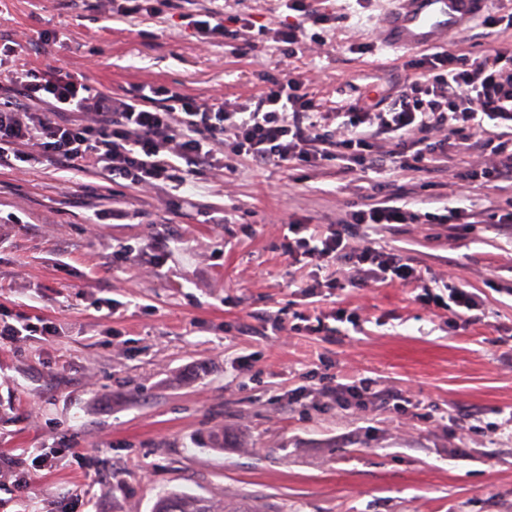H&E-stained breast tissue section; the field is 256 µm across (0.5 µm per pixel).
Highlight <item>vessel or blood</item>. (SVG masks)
I'll use <instances>...</instances> for the list:
<instances>
[{"label": "vessel or blood", "instance_id": "1", "mask_svg": "<svg viewBox=\"0 0 512 512\" xmlns=\"http://www.w3.org/2000/svg\"><path fill=\"white\" fill-rule=\"evenodd\" d=\"M399 5L381 19L376 37L392 51L436 46L462 32L485 12L490 0H398Z\"/></svg>", "mask_w": 512, "mask_h": 512}]
</instances>
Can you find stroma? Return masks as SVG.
I'll list each match as a JSON object with an SVG mask.
<instances>
[{"instance_id": "35a3bbf8", "label": "stroma", "mask_w": 512, "mask_h": 512, "mask_svg": "<svg viewBox=\"0 0 512 512\" xmlns=\"http://www.w3.org/2000/svg\"><path fill=\"white\" fill-rule=\"evenodd\" d=\"M329 5L324 44L291 63L320 111L411 78L418 49L376 42L393 0ZM189 8L223 11L230 31L286 18L278 0ZM8 39L29 64L60 63L107 94L164 84L202 103L257 96L283 53L263 40L235 56L201 43L179 10L115 17L99 0H0ZM486 157L477 147L429 173L387 162L348 175L243 159L147 189L47 162L0 170V321L58 325L0 345V512H58L76 497L78 512H152L171 489L217 506L255 497L266 512H512V437L491 428L512 411V229L350 227L353 242L410 254L433 293L448 282L477 293L483 315L465 330L410 287L309 302L302 283L330 270L294 265L281 247L289 215L324 228L377 192L482 218L506 192L448 178ZM331 310L346 317L338 333L293 331L297 314ZM353 380L409 396L406 413L378 401L346 410L317 393ZM220 430L224 450L209 442Z\"/></svg>"}]
</instances>
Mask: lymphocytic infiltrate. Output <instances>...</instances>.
I'll list each match as a JSON object with an SVG mask.
<instances>
[{"label": "lymphocytic infiltrate", "mask_w": 512, "mask_h": 512, "mask_svg": "<svg viewBox=\"0 0 512 512\" xmlns=\"http://www.w3.org/2000/svg\"><path fill=\"white\" fill-rule=\"evenodd\" d=\"M296 20L266 29L272 41L284 44V57L301 50L308 26L323 28L333 20L324 0H282ZM193 26L206 42L230 40L235 53L254 49L244 24L230 34L217 13H205ZM414 71L388 110L363 98L333 112H320L304 83L290 74L269 78L257 97L204 105L195 97L164 85L136 87L114 97L95 90L84 75L62 65L37 70L17 65L0 83V167L47 158L66 170L102 165L109 178L137 186L177 182L183 169L230 167L248 158L273 164L317 169L339 161L340 172L377 166L381 158L377 133L393 135L388 155L399 168L428 170L449 146L470 148L485 121L512 127V41L503 40L479 55L459 54L446 47L411 60ZM491 157L460 173V181L498 187L512 184V139L490 148ZM469 210L445 214L418 213L399 196L384 195L351 210L348 221L311 230L306 220H288L283 250L295 263H344L345 277L312 280L303 294L361 288L368 280L409 285L422 276L399 251L351 245L350 224H468ZM418 301L446 304L459 326L475 322L480 297L452 286L447 296L421 293Z\"/></svg>", "instance_id": "1"}]
</instances>
